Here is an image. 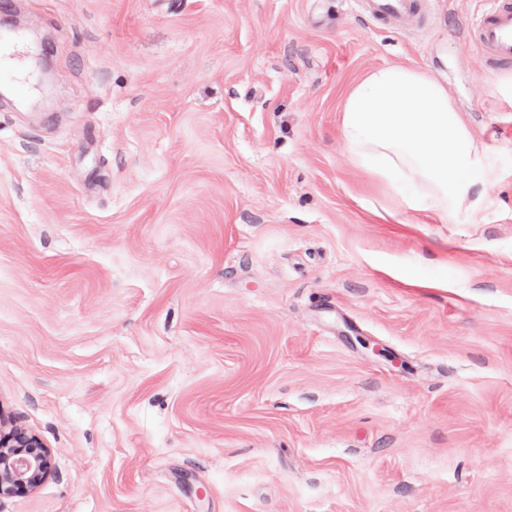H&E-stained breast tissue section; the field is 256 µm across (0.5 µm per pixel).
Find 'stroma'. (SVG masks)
<instances>
[{"instance_id": "obj_1", "label": "stroma", "mask_w": 512, "mask_h": 512, "mask_svg": "<svg viewBox=\"0 0 512 512\" xmlns=\"http://www.w3.org/2000/svg\"><path fill=\"white\" fill-rule=\"evenodd\" d=\"M417 2L15 0L54 80L0 102V415L53 472L0 512H512V66ZM383 66L465 112L477 211L342 147ZM412 0H356V5L371 16L402 18L414 9Z\"/></svg>"}]
</instances>
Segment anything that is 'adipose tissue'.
Returning a JSON list of instances; mask_svg holds the SVG:
<instances>
[{
	"label": "adipose tissue",
	"mask_w": 512,
	"mask_h": 512,
	"mask_svg": "<svg viewBox=\"0 0 512 512\" xmlns=\"http://www.w3.org/2000/svg\"><path fill=\"white\" fill-rule=\"evenodd\" d=\"M339 127L352 160L401 203L436 214L480 203L475 187L490 170L484 148L443 84L416 68L369 71L343 99Z\"/></svg>",
	"instance_id": "adipose-tissue-1"
}]
</instances>
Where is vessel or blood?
<instances>
[{
	"instance_id": "b4317fda",
	"label": "vessel or blood",
	"mask_w": 512,
	"mask_h": 512,
	"mask_svg": "<svg viewBox=\"0 0 512 512\" xmlns=\"http://www.w3.org/2000/svg\"><path fill=\"white\" fill-rule=\"evenodd\" d=\"M357 6L372 16L402 18L414 9L412 0H356ZM485 54L496 64L512 61V0H490V5L467 28ZM21 57V37L9 32L0 35V71L13 72Z\"/></svg>"
}]
</instances>
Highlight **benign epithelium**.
I'll list each match as a JSON object with an SVG mask.
<instances>
[{
    "mask_svg": "<svg viewBox=\"0 0 512 512\" xmlns=\"http://www.w3.org/2000/svg\"><path fill=\"white\" fill-rule=\"evenodd\" d=\"M51 474L43 440L14 420L0 418V498L37 489Z\"/></svg>",
    "mask_w": 512,
    "mask_h": 512,
    "instance_id": "7a95c632",
    "label": "benign epithelium"
}]
</instances>
